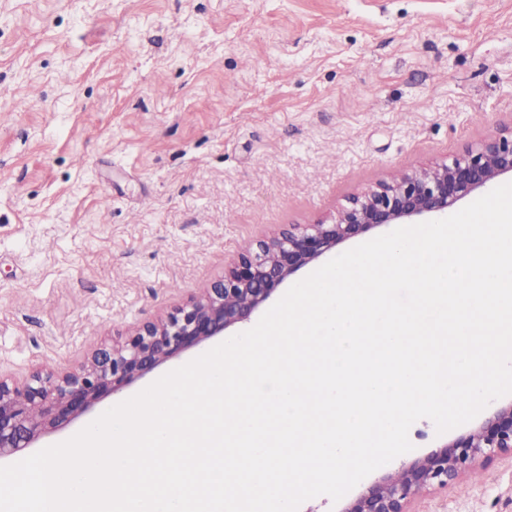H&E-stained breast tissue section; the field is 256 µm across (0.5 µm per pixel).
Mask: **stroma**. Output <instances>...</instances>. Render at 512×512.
<instances>
[{
	"label": "stroma",
	"mask_w": 512,
	"mask_h": 512,
	"mask_svg": "<svg viewBox=\"0 0 512 512\" xmlns=\"http://www.w3.org/2000/svg\"><path fill=\"white\" fill-rule=\"evenodd\" d=\"M512 124V0H0V376ZM415 512H512L500 456Z\"/></svg>",
	"instance_id": "obj_1"
}]
</instances>
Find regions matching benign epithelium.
Segmentation results:
<instances>
[{"label": "benign epithelium", "mask_w": 512, "mask_h": 512, "mask_svg": "<svg viewBox=\"0 0 512 512\" xmlns=\"http://www.w3.org/2000/svg\"><path fill=\"white\" fill-rule=\"evenodd\" d=\"M512 178V127L450 161L416 168L353 193L330 220L290 224L239 252L224 275L154 321L95 350L77 369L34 371L24 383L0 379V460L14 456L167 361L247 323L279 287L341 244L377 227L448 217L464 198ZM512 454V401L424 457L348 499L341 512H410L411 502L446 487L498 454Z\"/></svg>", "instance_id": "obj_1"}]
</instances>
